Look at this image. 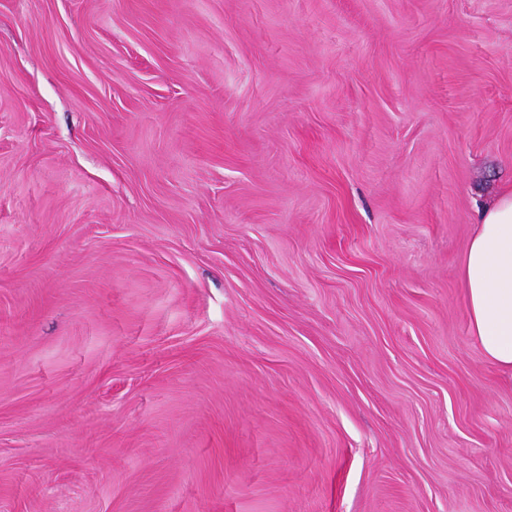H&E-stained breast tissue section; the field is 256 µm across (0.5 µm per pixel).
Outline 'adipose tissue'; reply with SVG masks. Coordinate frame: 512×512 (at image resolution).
I'll list each match as a JSON object with an SVG mask.
<instances>
[{"label": "adipose tissue", "mask_w": 512, "mask_h": 512, "mask_svg": "<svg viewBox=\"0 0 512 512\" xmlns=\"http://www.w3.org/2000/svg\"><path fill=\"white\" fill-rule=\"evenodd\" d=\"M471 336L512 373V187L487 204L459 265Z\"/></svg>", "instance_id": "ef3b65f1"}]
</instances>
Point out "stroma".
I'll use <instances>...</instances> for the list:
<instances>
[{
    "label": "stroma",
    "mask_w": 512,
    "mask_h": 512,
    "mask_svg": "<svg viewBox=\"0 0 512 512\" xmlns=\"http://www.w3.org/2000/svg\"><path fill=\"white\" fill-rule=\"evenodd\" d=\"M507 186L512 0H0V512H512ZM470 335L512 374V187L487 204L459 265Z\"/></svg>",
    "instance_id": "obj_1"
}]
</instances>
